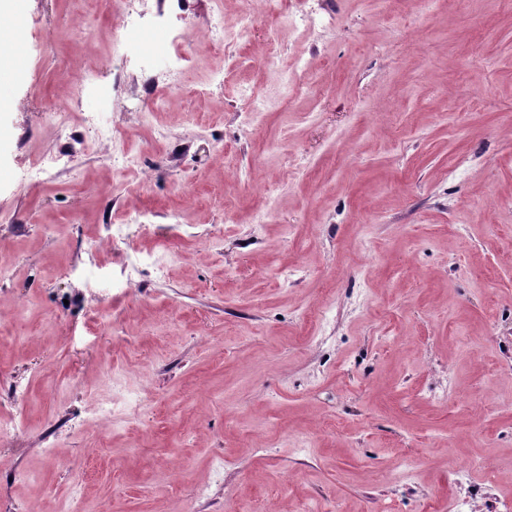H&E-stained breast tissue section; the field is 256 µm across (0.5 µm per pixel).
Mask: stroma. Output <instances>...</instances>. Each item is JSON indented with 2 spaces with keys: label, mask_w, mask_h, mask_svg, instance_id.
Wrapping results in <instances>:
<instances>
[{
  "label": "stroma",
  "mask_w": 512,
  "mask_h": 512,
  "mask_svg": "<svg viewBox=\"0 0 512 512\" xmlns=\"http://www.w3.org/2000/svg\"><path fill=\"white\" fill-rule=\"evenodd\" d=\"M123 8L25 0L26 67L0 81V414H23L0 435V499L452 512L461 497L498 512L512 500V0H315V23L293 27L262 0H141L121 35ZM172 30L189 34L178 63ZM248 87L267 105L252 123ZM64 107L79 136L104 124L138 152L137 190L116 185L108 142L26 180L62 150ZM127 390L137 417L93 419Z\"/></svg>",
  "instance_id": "obj_1"
}]
</instances>
